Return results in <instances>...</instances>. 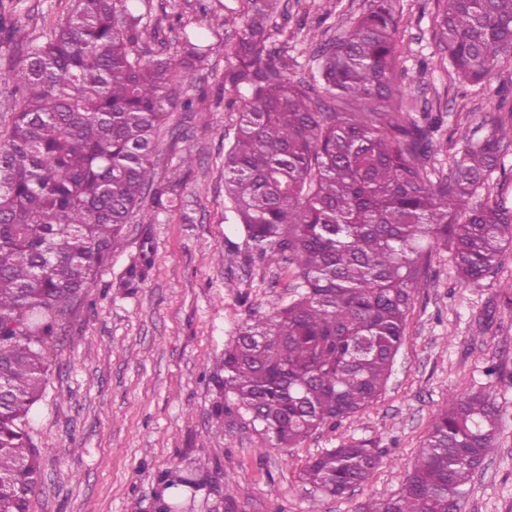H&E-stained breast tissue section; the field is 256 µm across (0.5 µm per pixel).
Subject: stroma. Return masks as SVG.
I'll use <instances>...</instances> for the list:
<instances>
[{
  "label": "stroma",
  "instance_id": "1",
  "mask_svg": "<svg viewBox=\"0 0 512 512\" xmlns=\"http://www.w3.org/2000/svg\"><path fill=\"white\" fill-rule=\"evenodd\" d=\"M144 2L142 26L159 30L144 53L179 55L183 24L206 32L210 55L187 73L179 96L197 100L207 120L172 112L154 162L158 183L181 186L177 209L143 204L65 325L44 397L29 417L30 434L46 449L31 512H153L158 472L201 458L222 469L223 492L200 491L185 512H225L229 503L235 512H356L368 499L398 495L448 393L489 385L498 392L499 433L463 512H512V305L500 292L512 282V249L479 286L460 282L449 249H432L384 390L336 427L282 452L247 423L211 417L206 372L220 366L249 313H265L271 295L293 297L294 272L250 260L242 225L224 220V152L235 121L224 106V44L234 27L203 17L197 0ZM71 3L0 0L15 23L10 43L0 44V131L10 127L16 99L4 74L19 50L44 42L69 16ZM367 6L281 0L270 21L273 41L287 44L296 75L311 79L319 61L310 37L344 36ZM437 7V0H396L398 85L411 117L439 118L428 163L445 173L463 137L512 122V58L481 83L459 80L435 35ZM146 240L154 265L139 288L124 292L117 282ZM489 308L494 318L484 330L479 320ZM493 364L499 373L487 376ZM350 438L378 445V466L344 496L309 494L299 479L307 461Z\"/></svg>",
  "mask_w": 512,
  "mask_h": 512
}]
</instances>
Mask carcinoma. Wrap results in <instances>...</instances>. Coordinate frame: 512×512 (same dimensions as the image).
<instances>
[{"label": "carcinoma", "instance_id": "obj_1", "mask_svg": "<svg viewBox=\"0 0 512 512\" xmlns=\"http://www.w3.org/2000/svg\"><path fill=\"white\" fill-rule=\"evenodd\" d=\"M224 91L235 94L224 193L253 255L294 266L297 295L249 317L211 377V416L248 418L285 451L382 392L435 244L450 247L460 280L479 285L512 248V211L482 190L512 146V126L464 139L451 174L425 166L432 130L409 119L394 86L392 0H369L343 38L318 42L325 106L291 77L293 60L271 44L280 0H241ZM140 0H76L65 22L17 61L20 93L0 138V512H30L44 449L29 417L45 392L60 322L96 279L112 239L155 180L156 141L179 101L186 71L211 47L181 25L180 59L138 52ZM436 36L458 77L479 82L512 54V0H444ZM176 186L155 189L165 210ZM154 264L151 244L121 277L132 290ZM494 388L448 394L401 493L359 512H462L499 425ZM351 439L310 459L311 491L341 497L379 463ZM211 467L162 470L155 512H177Z\"/></svg>", "mask_w": 512, "mask_h": 512}]
</instances>
